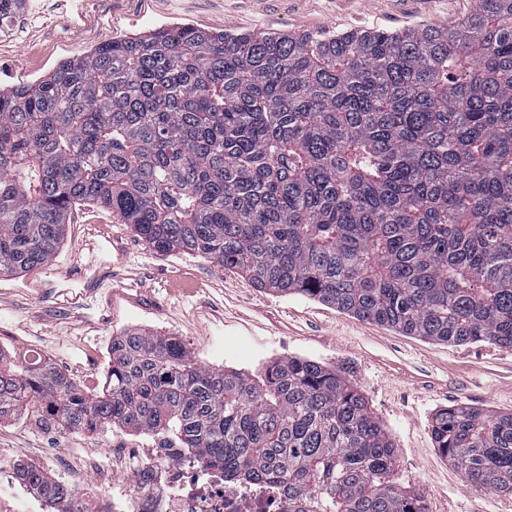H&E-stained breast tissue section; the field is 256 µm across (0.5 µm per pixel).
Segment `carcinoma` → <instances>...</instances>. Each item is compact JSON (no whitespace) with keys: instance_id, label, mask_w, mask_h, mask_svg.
<instances>
[{"instance_id":"obj_1","label":"carcinoma","mask_w":512,"mask_h":512,"mask_svg":"<svg viewBox=\"0 0 512 512\" xmlns=\"http://www.w3.org/2000/svg\"><path fill=\"white\" fill-rule=\"evenodd\" d=\"M476 2L452 28L160 29L0 89V274L48 264L88 202L260 289L511 349L512 0ZM25 4L0 0L1 33ZM109 356L95 393L0 354V422L33 407L68 429L157 435L231 482L286 486L287 512H425L347 371L291 357L258 382L137 328ZM431 434L471 486L512 494V413L457 404ZM20 473L49 512H91Z\"/></svg>"}]
</instances>
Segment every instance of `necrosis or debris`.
Returning <instances> with one entry per match:
<instances>
[{
    "label": "necrosis or debris",
    "instance_id": "obj_1",
    "mask_svg": "<svg viewBox=\"0 0 512 512\" xmlns=\"http://www.w3.org/2000/svg\"><path fill=\"white\" fill-rule=\"evenodd\" d=\"M123 471L137 476L132 512H286L283 492L235 485L223 468L206 466L178 449L116 448L101 485Z\"/></svg>",
    "mask_w": 512,
    "mask_h": 512
}]
</instances>
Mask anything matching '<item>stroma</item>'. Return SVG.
<instances>
[{
	"label": "stroma",
	"instance_id": "stroma-1",
	"mask_svg": "<svg viewBox=\"0 0 512 512\" xmlns=\"http://www.w3.org/2000/svg\"><path fill=\"white\" fill-rule=\"evenodd\" d=\"M475 0H27L10 35L0 36V86L32 83L61 62L110 38L180 24L211 33L280 31L325 36L357 28L457 26ZM128 328L177 337L202 364L254 379L273 361L308 358L347 370L396 444L397 474L427 512H512V495L471 487L436 448L431 421L466 404L512 412V349L487 342L448 345L407 336L298 295L256 288L202 256L163 254L108 210L78 206L56 257L17 276H0V352L40 353L76 383L101 389L113 337ZM114 427L74 431L35 413L0 423V471L35 464L67 467L96 506L102 491L83 469L108 467L109 450L152 444Z\"/></svg>",
	"mask_w": 512,
	"mask_h": 512
}]
</instances>
